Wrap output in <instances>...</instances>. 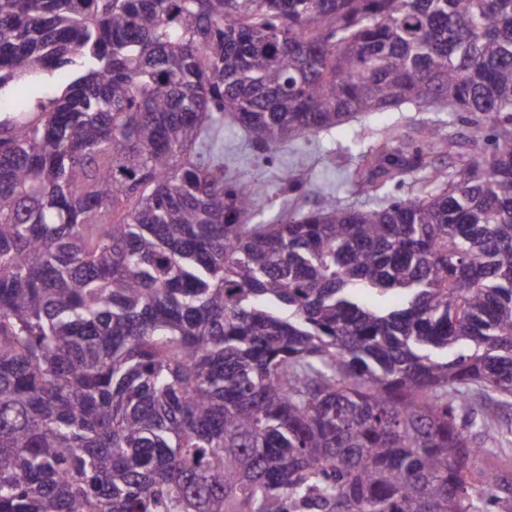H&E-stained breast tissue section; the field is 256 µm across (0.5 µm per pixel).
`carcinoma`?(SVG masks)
I'll list each match as a JSON object with an SVG mask.
<instances>
[{"label": "carcinoma", "mask_w": 512, "mask_h": 512, "mask_svg": "<svg viewBox=\"0 0 512 512\" xmlns=\"http://www.w3.org/2000/svg\"><path fill=\"white\" fill-rule=\"evenodd\" d=\"M23 81L31 99L7 98ZM461 112L266 224L224 175ZM0 512H484L512 397V0H0ZM448 155V166L432 161ZM403 112H375L344 124L330 133H320L310 140L288 145L273 165L241 139V134L224 125L218 135L224 141V164L227 173L245 182L268 205L257 212L249 224H262L273 218L284 202L306 209L333 192L336 198L356 208H376V202L349 186L343 175L349 164L346 147H368L381 141L386 132L399 139L412 137L426 122L439 124L450 136L466 134L468 128L457 115L431 112L425 107L406 106ZM329 150L336 155V164L328 160ZM295 183L298 189L283 193L285 184ZM478 404L485 405V410L489 414V424L491 433L497 435L498 431H504L512 426V406L510 404L489 403L483 398H476Z\"/></svg>", "instance_id": "obj_1"}]
</instances>
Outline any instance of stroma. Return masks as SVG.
<instances>
[{
	"instance_id": "1",
	"label": "stroma",
	"mask_w": 512,
	"mask_h": 512,
	"mask_svg": "<svg viewBox=\"0 0 512 512\" xmlns=\"http://www.w3.org/2000/svg\"><path fill=\"white\" fill-rule=\"evenodd\" d=\"M427 122L439 124L446 134L455 137L467 132L455 114L407 106L400 112H375L332 132L290 144L271 165L242 140L239 132L227 127L219 138L224 143L228 174L245 182L266 203L265 209L252 218L253 223L260 224L273 218L284 202L309 208L330 192L349 206L374 207L371 197L360 194L344 179L349 148L375 144L388 132L407 139Z\"/></svg>"
}]
</instances>
